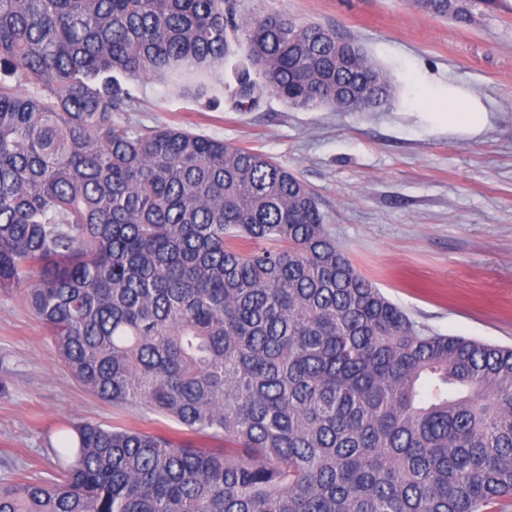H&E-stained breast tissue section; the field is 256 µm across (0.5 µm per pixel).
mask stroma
<instances>
[{
    "instance_id": "obj_1",
    "label": "stroma",
    "mask_w": 512,
    "mask_h": 512,
    "mask_svg": "<svg viewBox=\"0 0 512 512\" xmlns=\"http://www.w3.org/2000/svg\"><path fill=\"white\" fill-rule=\"evenodd\" d=\"M237 18L282 14L357 42L390 76V106L375 112L296 109L263 94L235 95L224 64L218 105L153 79L127 82L137 100L120 121L173 126L271 156L317 194L337 244L363 275L427 331L512 346V13L468 24L413 0H230ZM480 94L490 125L450 136L423 122L447 84ZM91 421L145 431L172 422L117 409L59 364L41 325L0 294V466L46 472V431Z\"/></svg>"
}]
</instances>
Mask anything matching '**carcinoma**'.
<instances>
[{"label":"carcinoma","mask_w":512,"mask_h":512,"mask_svg":"<svg viewBox=\"0 0 512 512\" xmlns=\"http://www.w3.org/2000/svg\"><path fill=\"white\" fill-rule=\"evenodd\" d=\"M468 23L500 0H415ZM374 112L356 43L228 0H0V293L67 374L195 436L67 422L0 512H485L512 497V348L425 332L270 156L116 121L121 80ZM256 69L262 84L251 80Z\"/></svg>","instance_id":"obj_1"}]
</instances>
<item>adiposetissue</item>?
I'll return each mask as SVG.
<instances>
[{"instance_id": "adipose-tissue-1", "label": "adipose tissue", "mask_w": 512, "mask_h": 512, "mask_svg": "<svg viewBox=\"0 0 512 512\" xmlns=\"http://www.w3.org/2000/svg\"><path fill=\"white\" fill-rule=\"evenodd\" d=\"M434 111L425 113L432 128L449 135H481L490 117L481 95L457 86H449L445 97L435 99Z\"/></svg>"}]
</instances>
